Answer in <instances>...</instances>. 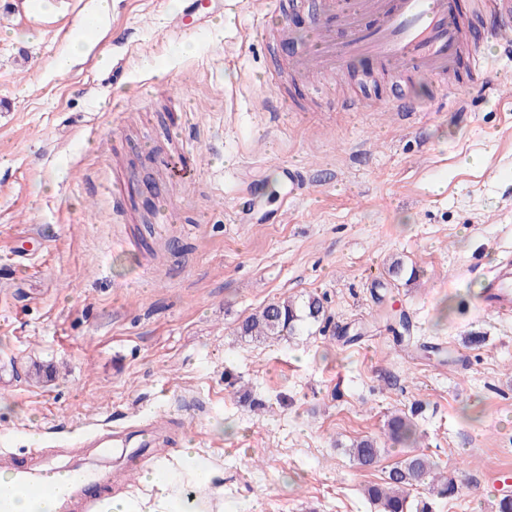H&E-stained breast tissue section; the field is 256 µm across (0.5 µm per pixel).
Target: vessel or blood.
Segmentation results:
<instances>
[{"mask_svg":"<svg viewBox=\"0 0 512 512\" xmlns=\"http://www.w3.org/2000/svg\"><path fill=\"white\" fill-rule=\"evenodd\" d=\"M484 40L496 43L494 60L475 54V45ZM360 59L374 61L381 72L436 77L446 92L454 91L466 63L475 95H498L500 85L489 71L495 64L512 68V0H480L474 8L465 0H321L305 45L290 59L295 79L332 76ZM487 284V306L511 309L512 260L504 259L488 274ZM86 485L79 479L62 488L44 479L40 491L65 510L76 505L92 512L93 500L75 497Z\"/></svg>","mask_w":512,"mask_h":512,"instance_id":"vessel-or-blood-1","label":"vessel or blood"}]
</instances>
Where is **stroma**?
Returning a JSON list of instances; mask_svg holds the SVG:
<instances>
[{"label": "stroma", "mask_w": 512, "mask_h": 512, "mask_svg": "<svg viewBox=\"0 0 512 512\" xmlns=\"http://www.w3.org/2000/svg\"><path fill=\"white\" fill-rule=\"evenodd\" d=\"M97 2L0 0V455L30 457L38 433L35 468L81 465L115 496L138 429L173 422L176 448L223 467L224 512H377L365 487L409 452L457 480L433 512H496L512 314L485 308L474 270L512 256V71L484 103L468 77L445 102L434 78L367 62L283 90L267 73L289 54L251 38L260 0H223L183 30L174 0ZM91 14L93 37L55 72ZM398 84L410 118L336 109ZM186 138L195 155L171 173ZM292 169L312 184L288 204ZM147 172L161 193L141 247L127 177ZM310 296L326 320L239 335L264 305ZM36 364L54 366L48 381H29ZM397 411L416 442L388 439ZM104 427L115 444L92 445ZM368 437L384 446L373 468L349 453Z\"/></svg>", "instance_id": "35a3bbf8"}]
</instances>
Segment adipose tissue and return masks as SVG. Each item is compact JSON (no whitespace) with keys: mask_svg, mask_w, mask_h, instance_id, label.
<instances>
[{"mask_svg":"<svg viewBox=\"0 0 512 512\" xmlns=\"http://www.w3.org/2000/svg\"><path fill=\"white\" fill-rule=\"evenodd\" d=\"M143 481L144 491L102 498L96 512H211L198 489L205 486L213 497L224 496L223 472L213 467L185 474L160 464Z\"/></svg>","mask_w":512,"mask_h":512,"instance_id":"obj_1","label":"adipose tissue"}]
</instances>
